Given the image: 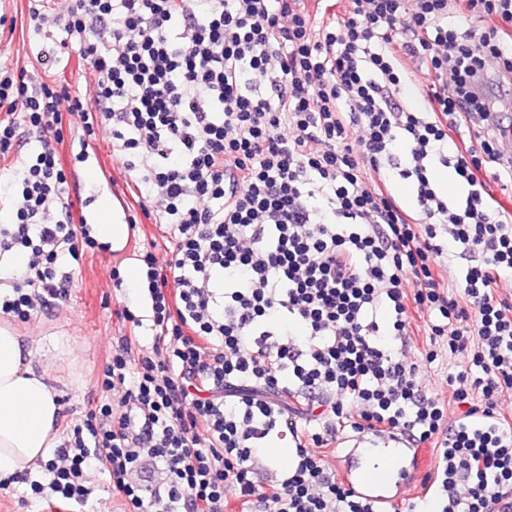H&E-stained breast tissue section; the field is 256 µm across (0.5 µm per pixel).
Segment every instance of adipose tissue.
<instances>
[{
    "label": "adipose tissue",
    "instance_id": "adipose-tissue-1",
    "mask_svg": "<svg viewBox=\"0 0 512 512\" xmlns=\"http://www.w3.org/2000/svg\"><path fill=\"white\" fill-rule=\"evenodd\" d=\"M57 339L35 340L0 325V483L32 472L60 443L61 406L46 367Z\"/></svg>",
    "mask_w": 512,
    "mask_h": 512
}]
</instances>
